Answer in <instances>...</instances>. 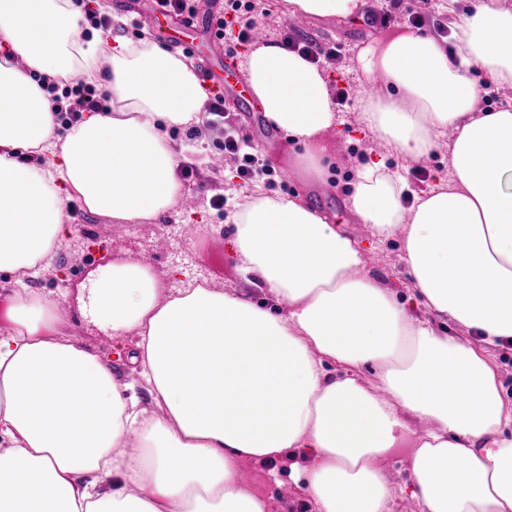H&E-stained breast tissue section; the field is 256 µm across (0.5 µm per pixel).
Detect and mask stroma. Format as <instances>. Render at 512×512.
<instances>
[{
	"mask_svg": "<svg viewBox=\"0 0 512 512\" xmlns=\"http://www.w3.org/2000/svg\"><path fill=\"white\" fill-rule=\"evenodd\" d=\"M133 0H105L104 7L112 16V28L106 32L107 41L138 40L143 37L167 42L171 49H178L180 42L192 41L190 33L179 25L178 18L161 22L138 16ZM433 0H403L399 10H392L393 17L386 27L368 24V15L389 9L388 0H368L364 16L354 21L332 18H304L299 28L292 31L294 38L319 45H338L340 55L336 63L326 65L332 85L359 91L365 84L360 72L357 54L371 41L387 38L408 27V10L417 9L425 15L422 33L437 35L448 20L432 8ZM225 112L229 122L249 136L256 148L277 169L291 168L297 149L288 138L270 128L261 113L250 112L237 99L226 97ZM341 122L326 137L335 165L328 184L316 187L294 179L288 187L270 183L267 179L254 181V188L275 196L287 194L303 198L314 207L333 215L337 226L354 235H361L362 226L355 222L343 206L351 194L352 173L361 164L385 160L396 164L397 159L388 155L385 148L377 146L369 132L358 122L356 106L340 110ZM198 133L203 140L201 151L191 150L186 130L175 128L169 138L182 161L194 163L197 175L192 181L181 184L182 197L194 200L192 209L175 206L154 224H113L100 215L85 211L78 201L67 202L72 219L73 233L56 251L52 266L33 284L34 289L55 295L66 294L63 317L65 333L90 346L99 353L113 358V370L123 381H131L135 374L127 360L116 359L114 343L108 332L85 321L78 309L77 293L80 283L96 267L115 260L134 257L147 259L151 271L168 287H180L184 276L208 281L212 287L239 288L243 279L239 271L234 245L225 226L226 213L213 209L210 199L223 196L227 204H234L245 182L238 178L232 162H214L224 142L221 131L199 124ZM365 266L378 280L396 288L401 302L411 301V279L401 259L402 241L392 238L377 245L365 240ZM241 478L258 493L268 497L273 512H316L312 502L288 479L286 474H273L268 465H244Z\"/></svg>",
	"mask_w": 512,
	"mask_h": 512,
	"instance_id": "obj_1",
	"label": "stroma"
}]
</instances>
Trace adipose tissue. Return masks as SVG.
Listing matches in <instances>:
<instances>
[{"label": "adipose tissue", "mask_w": 512, "mask_h": 512, "mask_svg": "<svg viewBox=\"0 0 512 512\" xmlns=\"http://www.w3.org/2000/svg\"><path fill=\"white\" fill-rule=\"evenodd\" d=\"M286 2L345 21L367 4ZM456 3L441 4L453 50L401 32L359 56L366 130L408 163L448 145L427 191L379 161L355 169L346 201L377 243L402 239L426 318L321 210L253 191L228 219L245 288L164 293L133 258L81 286L85 316L136 337L129 383L62 339L59 300L30 283L72 233L67 201L115 224L168 211L180 184L167 131L196 125L206 92L151 39L83 38L72 0H0V512H270L239 470L276 460L317 512H390L380 464L401 449L422 512H512V404L490 352L512 340V106L481 111L471 77L480 66L512 85V0H477L467 16ZM244 70L266 121L300 147V175L327 183L338 117L324 69L267 41ZM76 72L104 86L109 109L66 129L41 82Z\"/></svg>", "instance_id": "obj_1"}]
</instances>
